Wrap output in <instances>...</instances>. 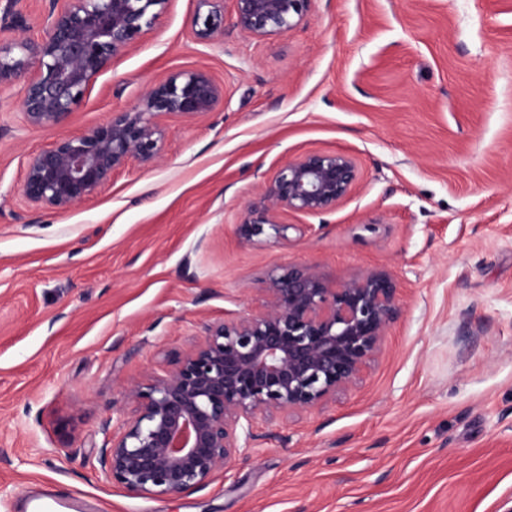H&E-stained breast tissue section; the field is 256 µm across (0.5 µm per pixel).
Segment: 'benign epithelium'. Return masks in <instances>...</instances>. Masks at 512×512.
<instances>
[{
    "instance_id": "benign-epithelium-1",
    "label": "benign epithelium",
    "mask_w": 512,
    "mask_h": 512,
    "mask_svg": "<svg viewBox=\"0 0 512 512\" xmlns=\"http://www.w3.org/2000/svg\"><path fill=\"white\" fill-rule=\"evenodd\" d=\"M43 34L0 42V90L23 82L21 110L35 129L64 125L97 78L150 31L168 0H49ZM312 0H197L190 32L224 38L226 20L243 38L282 36L308 15ZM224 88L203 71L153 82L139 103L100 124L57 139L22 162V197L37 211H66L106 189L135 162L164 153L158 118L194 120L213 111ZM360 178L344 151L307 152L285 161L256 188L240 217L245 244L285 238L289 213L336 208ZM397 281L378 271L332 284L310 266L273 269L257 309L201 324L200 338L170 368L125 388L133 407L118 418L100 464L112 485L161 498L202 488L250 456L280 416L310 411L357 385L401 311Z\"/></svg>"
}]
</instances>
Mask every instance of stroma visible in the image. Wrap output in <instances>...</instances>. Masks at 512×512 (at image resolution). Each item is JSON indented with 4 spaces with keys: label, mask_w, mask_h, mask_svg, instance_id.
Returning <instances> with one entry per match:
<instances>
[{
    "label": "stroma",
    "mask_w": 512,
    "mask_h": 512,
    "mask_svg": "<svg viewBox=\"0 0 512 512\" xmlns=\"http://www.w3.org/2000/svg\"><path fill=\"white\" fill-rule=\"evenodd\" d=\"M196 9L168 0L63 129L26 126L21 86L0 92V512L43 489L98 512H497L512 499V0H313L266 41H197ZM195 70L224 99L161 117L160 163L67 211L25 206L28 153ZM336 150L360 179L335 210L240 242L260 181ZM299 265L398 282L402 312L362 382L277 419L203 488L113 487L99 457L133 411L125 386Z\"/></svg>",
    "instance_id": "stroma-1"
}]
</instances>
